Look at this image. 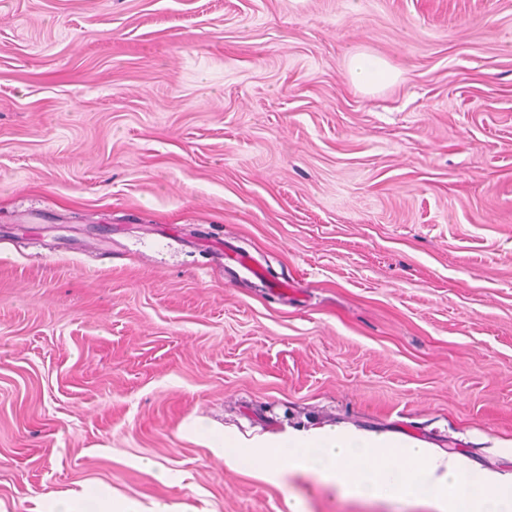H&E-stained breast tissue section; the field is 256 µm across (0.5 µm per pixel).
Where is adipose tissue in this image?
Wrapping results in <instances>:
<instances>
[{
	"instance_id": "ef3b65f1",
	"label": "adipose tissue",
	"mask_w": 512,
	"mask_h": 512,
	"mask_svg": "<svg viewBox=\"0 0 512 512\" xmlns=\"http://www.w3.org/2000/svg\"><path fill=\"white\" fill-rule=\"evenodd\" d=\"M347 71L355 87L371 90L392 84L398 71L383 57L357 51L347 60ZM35 512H171L167 504L158 502L142 508L132 498L114 492L104 483L83 484L63 495L42 496Z\"/></svg>"
}]
</instances>
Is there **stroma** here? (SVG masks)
Segmentation results:
<instances>
[{
    "mask_svg": "<svg viewBox=\"0 0 512 512\" xmlns=\"http://www.w3.org/2000/svg\"><path fill=\"white\" fill-rule=\"evenodd\" d=\"M358 50L398 81L354 88ZM193 421L512 472V0H0L10 512H429L280 489ZM35 512H175L165 503L142 508L139 503L104 483L81 484L64 495L48 494L37 501Z\"/></svg>",
    "mask_w": 512,
    "mask_h": 512,
    "instance_id": "obj_1",
    "label": "stroma"
}]
</instances>
